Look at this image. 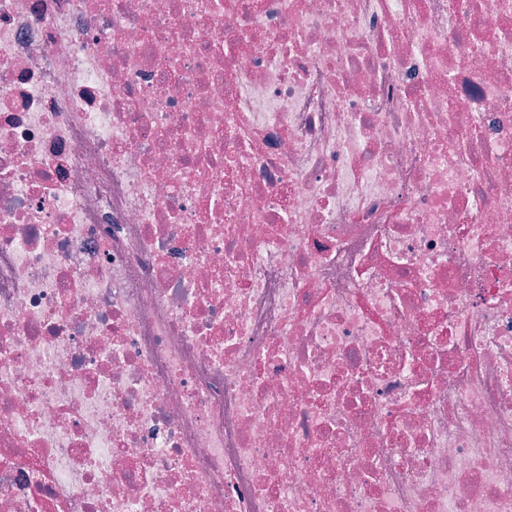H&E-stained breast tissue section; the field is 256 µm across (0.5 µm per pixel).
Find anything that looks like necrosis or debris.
Returning a JSON list of instances; mask_svg holds the SVG:
<instances>
[{"label": "necrosis or debris", "instance_id": "4bbe7bcc", "mask_svg": "<svg viewBox=\"0 0 512 512\" xmlns=\"http://www.w3.org/2000/svg\"><path fill=\"white\" fill-rule=\"evenodd\" d=\"M0 512H512V0H0Z\"/></svg>", "mask_w": 512, "mask_h": 512}]
</instances>
